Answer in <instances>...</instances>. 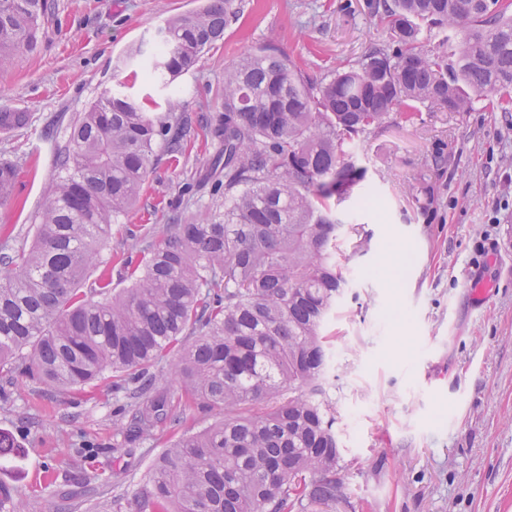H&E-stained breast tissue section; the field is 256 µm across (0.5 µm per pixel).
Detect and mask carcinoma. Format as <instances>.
Returning a JSON list of instances; mask_svg holds the SVG:
<instances>
[{
	"instance_id": "cac0c4a2",
	"label": "carcinoma",
	"mask_w": 512,
	"mask_h": 512,
	"mask_svg": "<svg viewBox=\"0 0 512 512\" xmlns=\"http://www.w3.org/2000/svg\"><path fill=\"white\" fill-rule=\"evenodd\" d=\"M49 0H0V61L33 52ZM238 17L208 0L161 29L150 65L165 86L194 69ZM389 40L313 81L268 45L224 71L222 210L173 224L125 262L132 286L84 287L112 225L140 195L156 149L182 150L177 127L104 90L54 157L32 245L0 252V378L80 389L106 371L131 399L129 431L181 424L202 405L224 419L183 433L129 496L128 512H338L341 459L322 383L324 326L346 281L337 208L365 177L352 141L398 111L468 112L512 104V15L484 0H385ZM457 29L458 47L423 45L420 23ZM16 168L0 163V202ZM181 351L176 400L150 369ZM0 512H24L0 484Z\"/></svg>"
}]
</instances>
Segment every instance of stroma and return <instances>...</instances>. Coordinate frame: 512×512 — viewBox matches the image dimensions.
Masks as SVG:
<instances>
[{"mask_svg": "<svg viewBox=\"0 0 512 512\" xmlns=\"http://www.w3.org/2000/svg\"><path fill=\"white\" fill-rule=\"evenodd\" d=\"M51 2L37 49L0 65V110L27 115L0 131V162L18 169L13 199L0 204L10 252L30 246L54 154L103 89L192 122L182 153L158 149L139 201L101 249L92 276L118 290L130 287L123 264L144 242L213 209L204 174L225 67L271 45L319 80L389 39L372 0H240L238 21L165 92L145 76L158 30L206 0ZM133 45L143 54L125 62ZM353 149L375 197L342 205L352 215L337 239L346 285L326 326L342 512H512V111L424 107L360 134ZM468 270L488 291L484 303L466 286ZM112 381L107 373L78 392L21 378L0 402V431L23 449L0 483L27 512H127L175 439L164 426L125 441L116 422L126 399Z\"/></svg>", "mask_w": 512, "mask_h": 512, "instance_id": "1", "label": "stroma"}]
</instances>
